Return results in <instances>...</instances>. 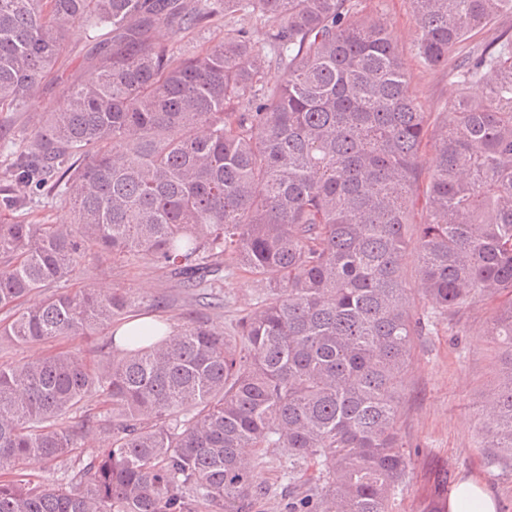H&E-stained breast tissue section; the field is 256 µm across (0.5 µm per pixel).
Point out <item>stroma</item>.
<instances>
[{
    "label": "stroma",
    "instance_id": "stroma-1",
    "mask_svg": "<svg viewBox=\"0 0 512 512\" xmlns=\"http://www.w3.org/2000/svg\"><path fill=\"white\" fill-rule=\"evenodd\" d=\"M364 12L386 17L413 77L424 111L449 108L452 87L444 67L423 66L414 56V23L408 0H361ZM89 34L71 33L58 75L44 82L29 106L7 115L14 149L29 152L31 132L42 112L55 104L63 89L82 79L86 72ZM25 219L32 224H67L72 220L62 199L32 193L26 209H0V221ZM73 288L119 289L138 301L139 315H158L170 327H180L184 309L195 311L196 320L218 331L231 332L250 308L262 301L268 286L261 277L242 268L225 271L219 288L224 296L220 308L195 302L171 281L166 271L148 260L131 263L112 261L110 256L88 254L69 282ZM166 298L158 309L155 299ZM489 305L477 303L454 318H430L416 337L413 354L403 378L396 429L410 454V478L394 499L393 512H448L449 491L463 479H480L496 502V512H512V463H505L495 449L482 447L478 416L485 396L496 383L503 345L487 336ZM111 331L73 336L53 343L16 345L0 341V364L29 361L57 350H71L93 360L110 349ZM288 451H268L252 477L260 497L249 512H284L288 500Z\"/></svg>",
    "mask_w": 512,
    "mask_h": 512
}]
</instances>
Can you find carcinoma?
<instances>
[{"instance_id": "carcinoma-1", "label": "carcinoma", "mask_w": 512, "mask_h": 512, "mask_svg": "<svg viewBox=\"0 0 512 512\" xmlns=\"http://www.w3.org/2000/svg\"><path fill=\"white\" fill-rule=\"evenodd\" d=\"M409 3L416 57L453 79L450 112L422 111L387 19L360 0H0V113L29 104L71 31H107L0 182V208L37 185L73 216L0 224V338L95 333L129 312L125 292L68 288L92 249L148 259L215 306L226 264L269 287L234 336L189 316L95 361L0 366V512H243L270 448L288 449V475L313 471L286 512H392L415 336L478 302H498L488 334L507 349L484 447L512 459V0ZM273 67L287 78L271 85ZM92 394L102 411L66 425ZM89 434L103 450L65 483L24 478Z\"/></svg>"}]
</instances>
